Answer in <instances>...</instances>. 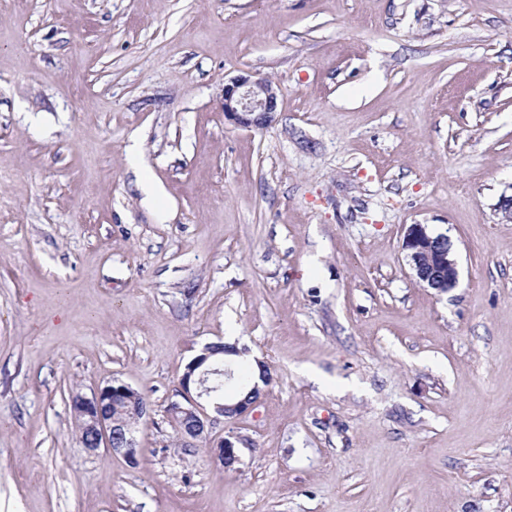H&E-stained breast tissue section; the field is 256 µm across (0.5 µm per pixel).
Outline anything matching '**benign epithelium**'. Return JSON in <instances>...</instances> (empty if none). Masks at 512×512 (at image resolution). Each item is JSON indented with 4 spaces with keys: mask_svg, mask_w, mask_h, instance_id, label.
<instances>
[{
    "mask_svg": "<svg viewBox=\"0 0 512 512\" xmlns=\"http://www.w3.org/2000/svg\"><path fill=\"white\" fill-rule=\"evenodd\" d=\"M278 109V94L273 84L263 78L237 75L224 83V119L241 128L261 129L271 125ZM403 249L413 280L439 293L456 288L460 269L452 244L444 235H433L426 224H411L406 228ZM215 352L204 346L186 366L180 383L179 399L169 403L167 412L185 443L209 434L219 418L240 417L253 406L247 399L233 402L225 398L217 403L208 386L210 374L218 371ZM212 413H207L205 406ZM72 410L83 418L84 445L91 451L100 447L134 465L140 448L135 438L139 422L149 415V406L140 401L139 391L114 381L99 389L90 398L76 394ZM214 462L226 471L237 469L238 448L228 438H222L211 449Z\"/></svg>",
    "mask_w": 512,
    "mask_h": 512,
    "instance_id": "benign-epithelium-1",
    "label": "benign epithelium"
}]
</instances>
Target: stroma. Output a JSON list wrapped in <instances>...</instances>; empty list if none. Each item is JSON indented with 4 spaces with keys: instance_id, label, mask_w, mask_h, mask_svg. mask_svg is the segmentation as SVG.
<instances>
[{
    "instance_id": "35a3bbf8",
    "label": "stroma",
    "mask_w": 512,
    "mask_h": 512,
    "mask_svg": "<svg viewBox=\"0 0 512 512\" xmlns=\"http://www.w3.org/2000/svg\"><path fill=\"white\" fill-rule=\"evenodd\" d=\"M244 72L268 127L224 118ZM510 196L512 0H0V512H512ZM230 330L272 381L184 447ZM115 380L134 466L70 407ZM277 109V90L266 79L241 74L224 83V118L237 127L265 128ZM402 246L417 284L438 293H448L458 286L460 269L447 236H434L428 225L411 224L406 228ZM209 345H205L199 354H197L186 366L183 373L177 396L180 400L171 401L168 405L167 412L172 423L177 429L184 443L191 444L194 440L201 438L203 435L209 434V429L215 421L225 416V409L230 408L229 414L231 418L240 417L246 414L253 406V403L247 399H241L238 402H232L230 398L224 396L226 383H237L248 380L250 376H243L240 380H236L233 366L239 361H228V366L232 373L224 372L212 375L210 382L215 388L214 395L219 399H224V403H216L212 391L208 386V378L210 374L218 371L220 367L219 360L215 359V352L209 349ZM205 404L209 405L212 413L216 416H210L205 410ZM211 448L214 462L224 468L225 471L237 469L240 462L238 448L229 438H222Z\"/></svg>"
}]
</instances>
